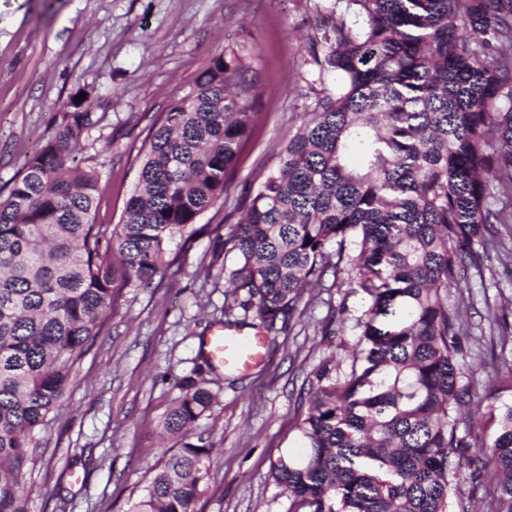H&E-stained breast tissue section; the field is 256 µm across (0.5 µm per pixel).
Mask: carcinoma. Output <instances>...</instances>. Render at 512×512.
I'll use <instances>...</instances> for the list:
<instances>
[{
  "label": "carcinoma",
  "mask_w": 512,
  "mask_h": 512,
  "mask_svg": "<svg viewBox=\"0 0 512 512\" xmlns=\"http://www.w3.org/2000/svg\"><path fill=\"white\" fill-rule=\"evenodd\" d=\"M314 34L317 97L237 223L200 227L233 255L224 324L268 334L334 265L368 297L360 354L312 372L304 443L270 475L298 512H456L467 478L487 512H512V365L460 363L466 327L452 290L512 198V0H336ZM260 95L251 64L215 56L160 114L139 151L120 223L96 224L97 171L77 162L90 104L74 95L56 135L0 198V512H28L36 437L103 334L122 289L151 288L169 246L224 197ZM336 263H331V257ZM244 312L233 318V310ZM204 357L176 379L162 434L180 445L127 512H197L213 445L192 440L223 386ZM486 403L478 435L462 408Z\"/></svg>",
  "instance_id": "carcinoma-1"
}]
</instances>
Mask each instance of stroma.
<instances>
[{
    "label": "stroma",
    "mask_w": 512,
    "mask_h": 512,
    "mask_svg": "<svg viewBox=\"0 0 512 512\" xmlns=\"http://www.w3.org/2000/svg\"><path fill=\"white\" fill-rule=\"evenodd\" d=\"M333 0H0V195L27 153L54 136L71 95L86 91L92 125L78 155L100 174L99 224L118 223L138 177V153L155 117L186 95L210 60L236 52L251 63L263 93L236 172L199 219L220 224L260 177L321 90L309 37ZM492 240L455 293L468 334L463 360L512 361V330L489 335L486 316L512 326V257ZM172 265L156 287L127 288L71 386L26 475L28 512H126L145 492L163 455L160 424L177 377L198 361L201 338L224 311L225 279L208 275L212 240L201 232L171 246ZM368 301L356 273L342 267L306 290L289 329L272 334L263 360L220 373L224 397L199 435L220 450L200 512H290L292 500L270 476L280 455H300L291 426L305 412L312 371L329 356L350 362L357 320Z\"/></svg>",
    "instance_id": "stroma-1"
}]
</instances>
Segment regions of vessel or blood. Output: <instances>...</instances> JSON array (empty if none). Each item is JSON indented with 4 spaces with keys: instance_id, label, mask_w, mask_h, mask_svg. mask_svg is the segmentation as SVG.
Listing matches in <instances>:
<instances>
[{
    "instance_id": "vessel-or-blood-1",
    "label": "vessel or blood",
    "mask_w": 512,
    "mask_h": 512,
    "mask_svg": "<svg viewBox=\"0 0 512 512\" xmlns=\"http://www.w3.org/2000/svg\"><path fill=\"white\" fill-rule=\"evenodd\" d=\"M265 339L236 326L216 325L202 341V347L217 368L249 369L261 361Z\"/></svg>"
}]
</instances>
